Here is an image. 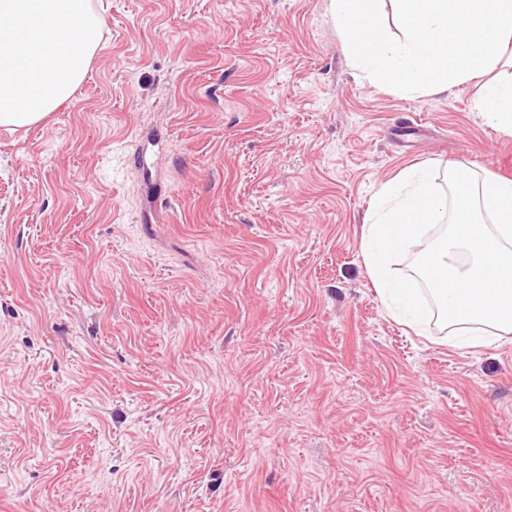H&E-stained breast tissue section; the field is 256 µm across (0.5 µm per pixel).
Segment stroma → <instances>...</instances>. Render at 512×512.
Masks as SVG:
<instances>
[{
  "mask_svg": "<svg viewBox=\"0 0 512 512\" xmlns=\"http://www.w3.org/2000/svg\"><path fill=\"white\" fill-rule=\"evenodd\" d=\"M83 82L0 127V512H512V335L391 315L383 182L512 135L363 79L331 0H90Z\"/></svg>",
  "mask_w": 512,
  "mask_h": 512,
  "instance_id": "1",
  "label": "stroma"
}]
</instances>
